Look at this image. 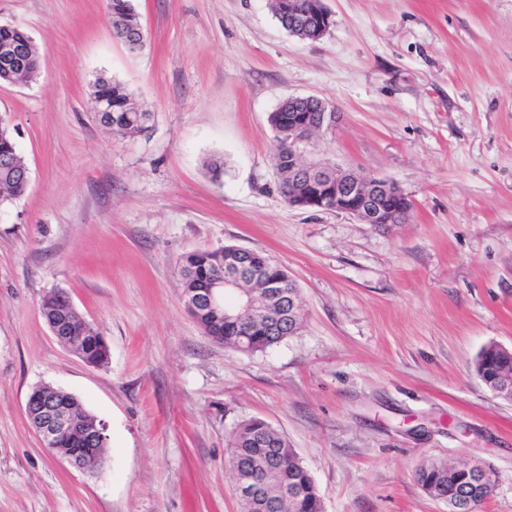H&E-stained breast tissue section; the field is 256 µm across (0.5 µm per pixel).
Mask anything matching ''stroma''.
Here are the masks:
<instances>
[{
    "mask_svg": "<svg viewBox=\"0 0 512 512\" xmlns=\"http://www.w3.org/2000/svg\"><path fill=\"white\" fill-rule=\"evenodd\" d=\"M325 4L333 24L307 42L268 0H135L132 51L105 0H0L40 60L0 82L30 172L0 204V512H240L229 440L255 417L324 512H448L416 479L428 462L481 465L496 489L480 512H512V401L474 367L512 348V0ZM102 75L153 112L147 135L99 124ZM302 95L340 114L303 158L396 182L406 223L284 203L268 116ZM225 245L293 277L294 336L249 355L189 315L182 256ZM58 289L105 366L52 335L39 306ZM42 383L106 424L99 473L44 447L25 414Z\"/></svg>",
    "mask_w": 512,
    "mask_h": 512,
    "instance_id": "1",
    "label": "stroma"
}]
</instances>
